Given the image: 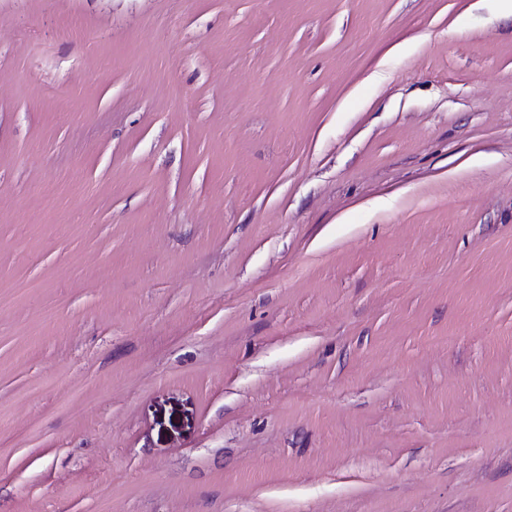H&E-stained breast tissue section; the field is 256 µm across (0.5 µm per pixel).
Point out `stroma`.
Instances as JSON below:
<instances>
[{
	"mask_svg": "<svg viewBox=\"0 0 512 512\" xmlns=\"http://www.w3.org/2000/svg\"><path fill=\"white\" fill-rule=\"evenodd\" d=\"M1 296L0 512H512V17L0 0Z\"/></svg>",
	"mask_w": 512,
	"mask_h": 512,
	"instance_id": "35a3bbf8",
	"label": "stroma"
}]
</instances>
